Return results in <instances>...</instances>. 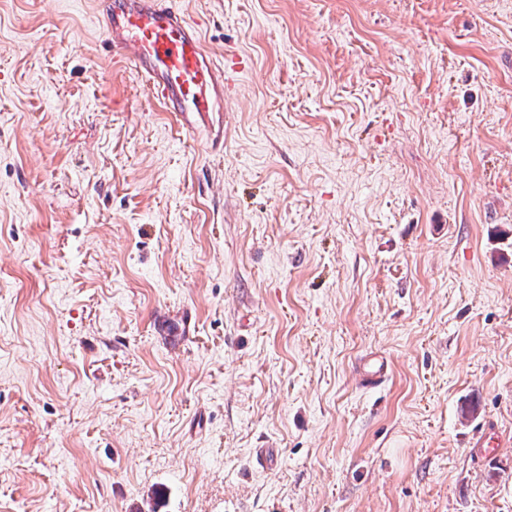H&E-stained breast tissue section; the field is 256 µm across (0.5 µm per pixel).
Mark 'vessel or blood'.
I'll use <instances>...</instances> for the list:
<instances>
[{"mask_svg": "<svg viewBox=\"0 0 512 512\" xmlns=\"http://www.w3.org/2000/svg\"><path fill=\"white\" fill-rule=\"evenodd\" d=\"M182 0H104L102 28L114 56L133 63L153 98L181 123L223 109L224 68L203 50L200 32L183 14ZM389 378L384 356L361 363L360 383L375 389ZM472 445L478 455L496 453L501 437L484 424Z\"/></svg>", "mask_w": 512, "mask_h": 512, "instance_id": "b4317fda", "label": "vessel or blood"}]
</instances>
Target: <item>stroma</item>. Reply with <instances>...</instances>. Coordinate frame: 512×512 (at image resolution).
<instances>
[{
	"instance_id": "1",
	"label": "stroma",
	"mask_w": 512,
	"mask_h": 512,
	"mask_svg": "<svg viewBox=\"0 0 512 512\" xmlns=\"http://www.w3.org/2000/svg\"><path fill=\"white\" fill-rule=\"evenodd\" d=\"M100 5L0 0V512H512V0H184L217 148ZM180 312V311H179ZM165 314L158 318L156 321V327L159 331L160 336H166L175 341L174 338L179 340L178 336H187L189 333V326L187 327L182 319H178V313ZM389 365L386 358L376 353L366 356L361 362L360 383L365 388L375 389L389 378ZM501 437L490 421H487L470 443V448H477L478 456L494 454L501 447Z\"/></svg>"
}]
</instances>
